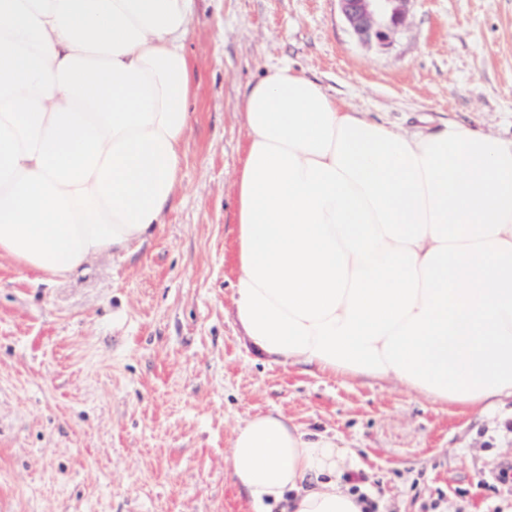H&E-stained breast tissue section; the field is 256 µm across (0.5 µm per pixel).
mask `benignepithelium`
<instances>
[{"label":"benign epithelium","mask_w":512,"mask_h":512,"mask_svg":"<svg viewBox=\"0 0 512 512\" xmlns=\"http://www.w3.org/2000/svg\"><path fill=\"white\" fill-rule=\"evenodd\" d=\"M341 14L353 34L364 43H388L403 24L410 0H338Z\"/></svg>","instance_id":"1"}]
</instances>
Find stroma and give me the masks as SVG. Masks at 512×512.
Instances as JSON below:
<instances>
[{
	"mask_svg": "<svg viewBox=\"0 0 512 512\" xmlns=\"http://www.w3.org/2000/svg\"><path fill=\"white\" fill-rule=\"evenodd\" d=\"M181 185L155 235L48 279L0 260V512H247L226 457L272 409L355 451L374 512H500L512 397L478 414L257 358L232 306L246 87L280 65L403 130L512 138V0H411L364 44L337 0H194Z\"/></svg>",
	"mask_w": 512,
	"mask_h": 512,
	"instance_id": "obj_1",
	"label": "stroma"
}]
</instances>
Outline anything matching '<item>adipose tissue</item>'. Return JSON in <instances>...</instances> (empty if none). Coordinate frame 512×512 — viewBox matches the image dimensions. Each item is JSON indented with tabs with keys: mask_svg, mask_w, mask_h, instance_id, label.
I'll return each mask as SVG.
<instances>
[{
	"mask_svg": "<svg viewBox=\"0 0 512 512\" xmlns=\"http://www.w3.org/2000/svg\"><path fill=\"white\" fill-rule=\"evenodd\" d=\"M194 0H0V258L52 278L151 237L181 183ZM240 333L262 359L485 412L512 396V140L408 133L293 69L242 99ZM227 465L252 512H366L281 411Z\"/></svg>",
	"mask_w": 512,
	"mask_h": 512,
	"instance_id": "ef3b65f1",
	"label": "adipose tissue"
}]
</instances>
